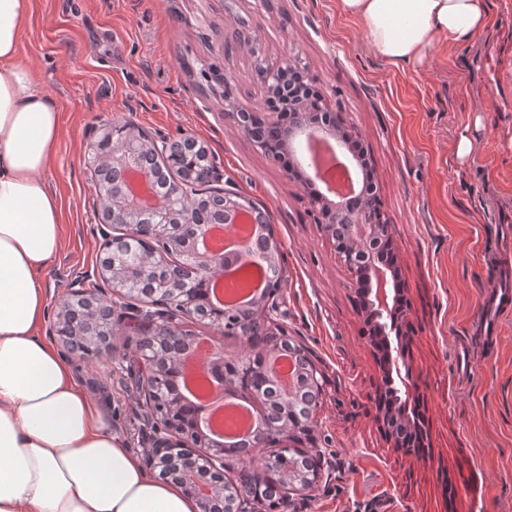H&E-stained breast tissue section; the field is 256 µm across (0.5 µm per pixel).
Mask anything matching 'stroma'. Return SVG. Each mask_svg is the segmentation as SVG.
I'll list each match as a JSON object with an SVG mask.
<instances>
[{
	"label": "stroma",
	"mask_w": 512,
	"mask_h": 512,
	"mask_svg": "<svg viewBox=\"0 0 512 512\" xmlns=\"http://www.w3.org/2000/svg\"><path fill=\"white\" fill-rule=\"evenodd\" d=\"M481 2L479 36L395 67L336 0H32L21 60L62 117L44 174L63 207V244L42 272L50 296L91 277L100 257L87 160L102 124L205 145L225 188L266 212L285 271L279 320L328 379L315 437L332 480L308 490L299 512H512V307L490 336L483 311L493 265L512 261V0ZM256 47L273 64L298 56L369 159L410 303L402 333L421 452L382 431L376 402L388 383L372 326L309 215L310 189L224 110L226 88L242 107L262 104ZM56 312L48 304L39 338L141 454L142 399L119 366L136 351L129 321L114 326L111 354L79 359L52 330Z\"/></svg>",
	"instance_id": "stroma-1"
}]
</instances>
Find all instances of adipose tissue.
Returning a JSON list of instances; mask_svg holds the SVG:
<instances>
[{"label":"adipose tissue","mask_w":512,"mask_h":512,"mask_svg":"<svg viewBox=\"0 0 512 512\" xmlns=\"http://www.w3.org/2000/svg\"><path fill=\"white\" fill-rule=\"evenodd\" d=\"M389 63L484 30L480 0H337ZM31 0H0V512H197L149 476L36 331L41 272L62 243V205L43 178L60 113L20 60Z\"/></svg>","instance_id":"obj_1"}]
</instances>
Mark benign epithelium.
I'll list each match as a JSON object with an SVG mask.
<instances>
[{"label": "benign epithelium", "instance_id": "1", "mask_svg": "<svg viewBox=\"0 0 512 512\" xmlns=\"http://www.w3.org/2000/svg\"><path fill=\"white\" fill-rule=\"evenodd\" d=\"M256 72L261 77L267 94H272L281 70L266 63L263 53L254 52ZM225 111L232 114L241 132L270 156L282 151L293 153L297 146L323 135L338 142L352 138L351 131L336 124L338 117L329 111L327 98L322 93L306 100V106L293 112L271 109L250 112L239 107L229 91H224ZM183 141L154 138L138 126L125 123L123 129L115 124L104 127L91 145L88 166L97 198L101 201L98 233L102 240L104 257L95 270L98 280L110 288L114 298L132 299L131 310L140 312L147 307L155 312V320L141 331L139 352L147 362V371L141 379L144 406L151 415L147 435L149 447L143 451L145 466L167 474L176 467V483L199 505V512H209L216 501L224 502V512H276L281 504L293 503V497L303 495L316 484L329 480V461L326 451L319 448H293L289 439L309 434L318 423V409L327 389V378L317 366L311 352L288 336L277 319L283 271L272 278L261 299L252 308L242 311L224 310L217 314L211 327L231 336H243L250 344L249 353L242 359L229 362L224 354L212 358L213 374L223 383H231L238 392L249 395L254 410L268 421L254 442L238 453L245 458L258 448L266 450L265 464L260 471L240 470L231 478L224 474V445L208 439L199 429L195 409L186 403L176 385L164 390L165 382L175 381L181 355L201 336L187 331L186 322L196 319L202 308L201 293L210 289L211 282L224 270V257L198 252L196 243L213 224H233L249 213L251 205L237 192L223 187V170L202 150L207 167L199 178L192 176L175 181L165 196L146 194L150 182L147 172L139 169L144 160L154 163L182 152ZM129 175L127 193L122 203H112L113 175ZM204 181L210 186L208 209L211 215L191 223L185 210L198 191L196 184ZM363 198L371 203L351 209L343 202L333 203L319 194L311 199V213L335 247L340 260L352 276L355 288L362 290L367 304L373 307L374 336L384 344L382 366L395 393H404L398 401L400 414L394 418L385 415L383 423L389 427L404 426L411 421L408 403L415 390L410 376V341L403 339L401 323L406 315V303L398 287L396 273H387L380 265L382 252L393 245L391 224L381 209L373 187H365ZM139 248V262L128 268L123 255L133 247ZM175 252L192 259L189 266L201 287L188 292L165 283L153 289L143 299L136 285L152 280L154 263L165 261ZM95 307L97 314L112 326L115 309L112 301L100 295L92 296L84 288H69L57 302L54 328L69 354L83 359L100 355L108 347L104 337L95 350L84 343L87 326L70 332L75 321L74 306ZM161 339L165 345L162 356L148 355L147 341ZM291 352L295 376L306 391L310 418L308 423L291 422V408L277 404L268 387L277 384L271 370L270 358L276 347ZM296 454L307 457L308 475L301 481L282 478L277 482L272 472H281L284 464Z\"/></svg>", "mask_w": 512, "mask_h": 512}]
</instances>
